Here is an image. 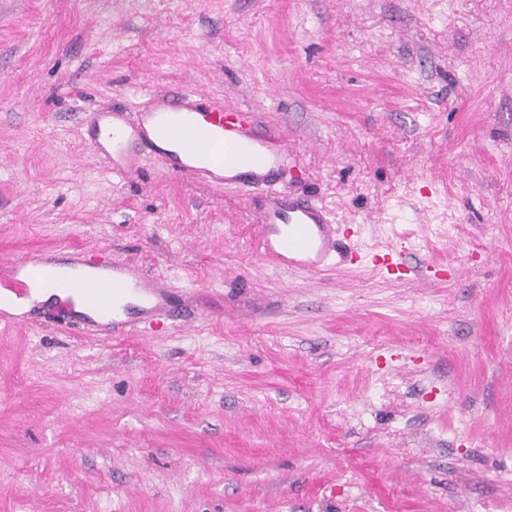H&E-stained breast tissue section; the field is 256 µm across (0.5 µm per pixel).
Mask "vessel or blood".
I'll return each instance as SVG.
<instances>
[{
	"label": "vessel or blood",
	"instance_id": "1",
	"mask_svg": "<svg viewBox=\"0 0 512 512\" xmlns=\"http://www.w3.org/2000/svg\"><path fill=\"white\" fill-rule=\"evenodd\" d=\"M177 143L174 151H162L170 169L189 173L198 180L221 187L235 183L237 172L266 183L268 202L259 233V248L276 259L290 261L292 253L309 255V267L321 270L330 257L327 248L333 230L327 211L317 203L296 200L278 189L276 175L288 160V142L281 132L261 127L257 115L247 109L228 113L222 101L198 92L158 95L137 122L101 118L94 124L90 145L101 150L112 142V172L128 178L136 174L133 156L141 151H160L159 139ZM197 164H190V157ZM33 253L0 263V288L25 295L35 281ZM76 287L87 303L110 313L113 295L139 296L147 301L144 315L168 311L170 291L158 278H148L125 263L105 261L97 272L78 279Z\"/></svg>",
	"mask_w": 512,
	"mask_h": 512
}]
</instances>
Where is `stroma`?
I'll return each mask as SVG.
<instances>
[{"label":"stroma","instance_id":"obj_1","mask_svg":"<svg viewBox=\"0 0 512 512\" xmlns=\"http://www.w3.org/2000/svg\"><path fill=\"white\" fill-rule=\"evenodd\" d=\"M180 91L282 132L325 268L265 188L89 147ZM74 245L212 302L0 327V512H512V0H0V262Z\"/></svg>","mask_w":512,"mask_h":512}]
</instances>
